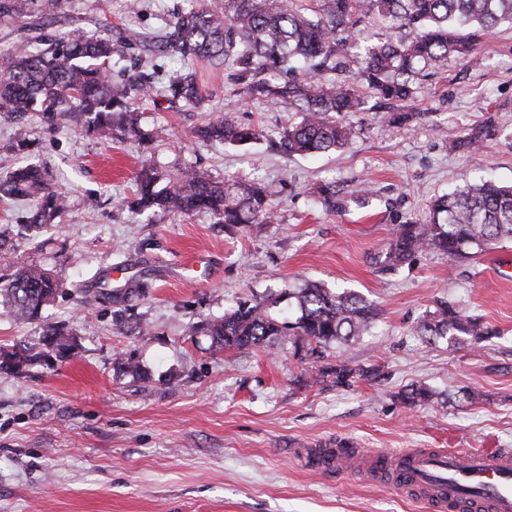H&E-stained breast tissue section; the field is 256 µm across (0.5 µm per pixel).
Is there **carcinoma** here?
Segmentation results:
<instances>
[{"label":"carcinoma","mask_w":512,"mask_h":512,"mask_svg":"<svg viewBox=\"0 0 512 512\" xmlns=\"http://www.w3.org/2000/svg\"><path fill=\"white\" fill-rule=\"evenodd\" d=\"M45 2L39 21L19 27L24 35L0 63L1 113L23 120L39 112L47 124L64 121L83 136L151 141L156 133L140 124L144 105H158L160 95L174 107L205 110L208 96L194 68L222 65L234 94L286 104L300 115L282 134L288 152L297 154L335 151L348 143L346 117L368 110L359 85L392 104L389 122L403 125L419 118L409 105L417 98L420 79L447 67L451 58L465 65L477 62L484 37L504 22L512 24V0H319L317 8L306 10L296 0H221L176 13L156 35L128 26L115 40L108 22L90 35L78 28L57 35L49 26L63 0ZM374 17L394 25L401 36L385 42L362 37L361 24ZM132 52L141 60L176 58L183 72L159 91L153 74L127 73L124 62ZM494 132L491 125L473 127L456 146L478 151ZM197 136L203 142L245 146L257 141L259 132L210 112ZM135 182L130 205L140 212L189 216L206 211L226 227L276 223L271 193L256 181L226 185L205 172L172 173L149 160L141 164ZM0 194L30 199L32 216L24 225L29 231L53 223L66 205L47 170L35 164L19 166L0 181ZM369 195L365 185L347 196L331 182L319 187V197L332 212L349 200L364 205ZM504 240L512 241V185L480 179L436 198L426 223L396 225L385 264L394 268L423 251L456 264ZM66 293L67 284L39 265L20 266L0 277V309L18 322L39 319ZM284 296L295 304L292 319L274 310L280 297L252 298L236 302L222 317L191 324L190 331L210 337L217 351L260 347L286 336L307 349L308 357L321 360L324 348L364 335L376 318L373 304L347 290L312 283L290 288ZM112 325L120 336L134 333L121 310L113 312ZM413 334L429 345L444 340L455 347L478 345L497 332L441 300ZM77 354L72 333L47 325L40 350L22 345L0 353V369ZM380 376L377 366L352 368L339 358L319 369L320 378L330 377L338 387L357 377ZM433 396L432 390L417 386L398 394L405 403Z\"/></svg>","instance_id":"1"}]
</instances>
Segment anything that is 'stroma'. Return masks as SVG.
I'll return each mask as SVG.
<instances>
[{"label":"stroma","mask_w":512,"mask_h":512,"mask_svg":"<svg viewBox=\"0 0 512 512\" xmlns=\"http://www.w3.org/2000/svg\"><path fill=\"white\" fill-rule=\"evenodd\" d=\"M201 0H65L56 28L94 32L108 18L151 34ZM482 61H449L425 77L412 104L419 121L395 126L385 107L356 112L349 145L316 156L286 153L280 137L297 113L236 96L224 71L204 75L208 108L255 126L244 147L202 144L201 112L146 110L164 137L144 146L0 115V176L32 159L67 197L52 226L31 233L30 203L0 199V230L15 265L53 270L70 285L107 275L112 288L141 279L147 297L129 301L135 332H112L109 297L83 308L58 298L42 320L0 316V348L39 342L44 326L64 325L79 349L69 360L0 371V512H431L428 505L352 472L315 468L301 448L352 441L361 448H512V242L449 265L434 252L388 270L393 228L421 224L431 202L484 176L512 185V25L481 47ZM493 123L481 152L452 149L469 127ZM33 153L15 151L19 138ZM195 166L225 181L258 180L276 193L277 221L226 229L208 213L138 214L127 207L141 163ZM325 182L345 191L369 184L368 204L327 211ZM308 282L355 291L378 313L369 333L328 347L326 362L381 366L384 380L347 386L319 382L318 362L287 338L271 346L213 351L188 327L223 316L240 299ZM449 300L495 328L480 346L428 345L413 326ZM139 376L115 369L117 354ZM434 390L402 403L410 384ZM476 391L477 403L464 394Z\"/></svg>","instance_id":"35a3bbf8"}]
</instances>
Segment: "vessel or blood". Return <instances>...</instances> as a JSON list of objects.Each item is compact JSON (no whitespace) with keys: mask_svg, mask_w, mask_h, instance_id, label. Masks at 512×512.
<instances>
[{"mask_svg":"<svg viewBox=\"0 0 512 512\" xmlns=\"http://www.w3.org/2000/svg\"><path fill=\"white\" fill-rule=\"evenodd\" d=\"M317 466L360 471L372 481L396 482L432 512H512V448H409L398 455L342 448H312Z\"/></svg>","mask_w":512,"mask_h":512,"instance_id":"1","label":"vessel or blood"}]
</instances>
